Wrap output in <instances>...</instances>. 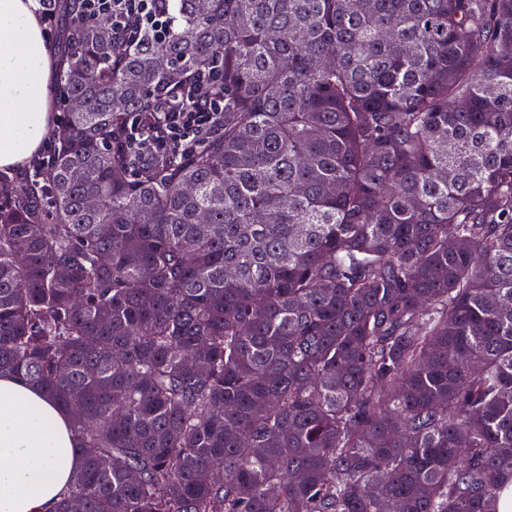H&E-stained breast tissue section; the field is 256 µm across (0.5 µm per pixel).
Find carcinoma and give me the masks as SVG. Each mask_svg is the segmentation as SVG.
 <instances>
[{
  "mask_svg": "<svg viewBox=\"0 0 512 512\" xmlns=\"http://www.w3.org/2000/svg\"><path fill=\"white\" fill-rule=\"evenodd\" d=\"M172 6L132 50L74 19L51 163L0 177V374L82 456L53 512H498L512 0ZM212 69L224 130L133 168L131 115Z\"/></svg>",
  "mask_w": 512,
  "mask_h": 512,
  "instance_id": "obj_1",
  "label": "carcinoma"
}]
</instances>
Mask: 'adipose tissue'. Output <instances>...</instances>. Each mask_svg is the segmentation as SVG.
Listing matches in <instances>:
<instances>
[{
    "label": "adipose tissue",
    "instance_id": "obj_1",
    "mask_svg": "<svg viewBox=\"0 0 512 512\" xmlns=\"http://www.w3.org/2000/svg\"><path fill=\"white\" fill-rule=\"evenodd\" d=\"M58 58L36 0H0V169L21 171L51 128ZM68 412L0 377V512H53L81 467Z\"/></svg>",
    "mask_w": 512,
    "mask_h": 512
}]
</instances>
